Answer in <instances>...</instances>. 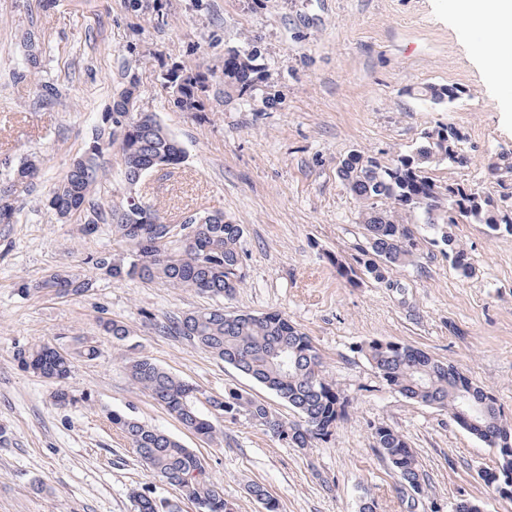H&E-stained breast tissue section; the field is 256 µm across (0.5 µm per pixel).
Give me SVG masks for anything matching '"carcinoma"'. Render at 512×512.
Returning <instances> with one entry per match:
<instances>
[{
  "label": "carcinoma",
  "instance_id": "obj_1",
  "mask_svg": "<svg viewBox=\"0 0 512 512\" xmlns=\"http://www.w3.org/2000/svg\"><path fill=\"white\" fill-rule=\"evenodd\" d=\"M167 72L181 81L182 99L175 105L184 112L202 111L199 92L216 80L210 68L188 70L173 65ZM265 64L252 52H239L235 61L224 65V96L241 100L253 98L259 90ZM136 84L125 85L113 98L110 112L83 153L77 156L65 176L53 189L48 205L62 218L78 214L83 230L96 231L100 224L112 225V233L129 245V261L118 263L104 254L92 260L97 269L114 279L161 282L174 288H191L212 297L231 298L243 281L240 244L241 224L224 222V212H214L209 224L196 225L187 248L171 249L160 228L163 217L157 210L124 197L105 209L92 198L94 186L102 177L101 153L119 146L125 179L131 186L141 177L164 164L178 169L184 161L180 143L165 131L152 113L137 117L129 109ZM458 89L428 85L419 95L432 104L457 97ZM416 149L399 154L387 163L362 151L346 156L337 170L338 178L364 204L361 224L368 247L357 261L360 270L336 260V272L355 287L362 278L382 283L397 268L404 267L418 250L420 241L407 216L420 213L427 228L435 232L433 242L448 247L446 255L455 271L467 277L472 263L465 249L456 245L446 224L464 219L483 224L492 235L504 230L512 235V216L500 210L494 199L461 183L441 184L428 176L435 161L462 162L461 144L465 134L452 125H439L423 133ZM39 164L25 159L11 169L9 182L0 188V224L14 223L18 198L38 176ZM93 287L91 279L67 270L50 273L37 288L63 296H81ZM104 334L122 342L130 336L123 323L102 320ZM160 332L181 337L212 356L234 367L255 384L273 392L297 414L286 421L249 392L238 387L224 388V394L210 396L207 402L224 418L266 428L277 424V439L294 448H312L336 432L348 414L349 401L329 380L319 349L310 336L279 311L261 314L224 312L221 306L201 308L181 316H169L157 324ZM387 387L403 397L448 412L450 419L498 453L495 469L483 480L495 492L507 489L512 500V417L506 416L492 391L474 384L449 363L404 342L371 339L359 347ZM20 368L45 379L62 383L72 372V360L61 348L47 344L20 349ZM132 380L187 429L214 439L217 429L197 404V389L146 356L128 361ZM112 427L123 434L149 474L175 487L182 499L193 506L206 504L204 512H235V504L224 499V490L213 481L206 463L179 440L142 424L127 413L112 412ZM374 448L398 477L400 487L421 489L423 473L415 451L395 428L381 425L372 434ZM248 494L263 505L265 512H280L279 503L266 487L248 485ZM134 512H164L162 501L147 493L133 495Z\"/></svg>",
  "mask_w": 512,
  "mask_h": 512
}]
</instances>
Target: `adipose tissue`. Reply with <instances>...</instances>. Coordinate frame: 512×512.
I'll return each mask as SVG.
<instances>
[{
    "mask_svg": "<svg viewBox=\"0 0 512 512\" xmlns=\"http://www.w3.org/2000/svg\"><path fill=\"white\" fill-rule=\"evenodd\" d=\"M460 27L479 35L477 44L490 82L512 84V0H450Z\"/></svg>",
    "mask_w": 512,
    "mask_h": 512,
    "instance_id": "adipose-tissue-1",
    "label": "adipose tissue"
}]
</instances>
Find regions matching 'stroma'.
Listing matches in <instances>:
<instances>
[{"label": "stroma", "mask_w": 512, "mask_h": 512, "mask_svg": "<svg viewBox=\"0 0 512 512\" xmlns=\"http://www.w3.org/2000/svg\"><path fill=\"white\" fill-rule=\"evenodd\" d=\"M42 49L23 70L22 30ZM477 40L462 30L448 0H167L164 21L132 11L128 0H0V172L24 158L41 161L18 203L16 222L0 234V512H134L132 492L177 501L178 491L148 474L113 428L119 411L159 428L202 457L237 512H264L247 493L264 484L281 512H452L478 498L484 512H512L481 478L498 454L457 426L447 412L406 399L381 381L358 346L391 339L451 363L489 387L512 416V235L485 225H450L470 255L469 277L450 265L421 228L410 265L388 281L348 285L334 259L354 263L366 247L360 203L337 176L340 161L365 151L387 161L417 148L424 131L454 125L466 136L464 163H432L440 183L462 182L512 209V174L490 162L512 152V88L487 81ZM257 51L266 80L252 100H224L214 83L200 112L175 107L160 81L172 64L222 70L227 48ZM136 80L140 111L154 113L182 144L173 174L123 178L118 148L105 156L95 197L111 206L136 192L168 223L194 212L223 211L243 225L244 282L228 311H280L310 336L325 370L347 396V417L316 447H288L260 427L215 418L209 440L185 429L129 379L134 355L197 387L207 397L237 386L282 419L295 414L273 393L188 341L159 332L157 322L211 306L187 288L120 281L94 269L106 253L128 247L108 224L84 233L45 200L71 160L89 144L116 89ZM56 85L44 99L38 84ZM427 85H454L452 102L420 99ZM92 278L79 297L34 291L51 271ZM124 323L116 342L99 318ZM96 356L79 353L83 342ZM49 343L68 350V381L91 404L59 406L55 383L23 371L18 350ZM399 430L423 472L416 508L373 447L374 427Z\"/></svg>", "instance_id": "35a3bbf8"}]
</instances>
